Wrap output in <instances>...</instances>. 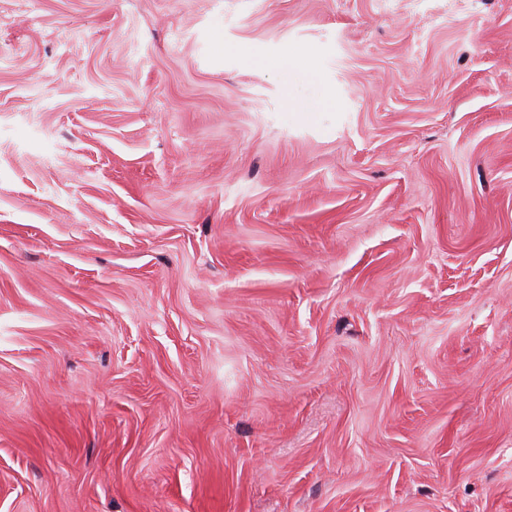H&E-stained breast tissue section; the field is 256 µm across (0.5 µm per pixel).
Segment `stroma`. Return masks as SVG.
<instances>
[{
    "label": "stroma",
    "instance_id": "1",
    "mask_svg": "<svg viewBox=\"0 0 512 512\" xmlns=\"http://www.w3.org/2000/svg\"><path fill=\"white\" fill-rule=\"evenodd\" d=\"M0 512H512V0H0Z\"/></svg>",
    "mask_w": 512,
    "mask_h": 512
}]
</instances>
